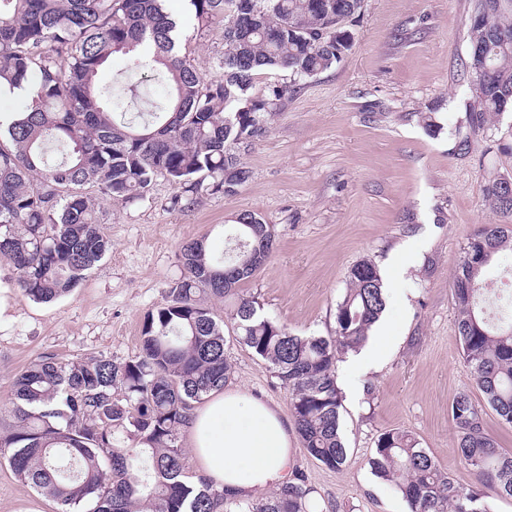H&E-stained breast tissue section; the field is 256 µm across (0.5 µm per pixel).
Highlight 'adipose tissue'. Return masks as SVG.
I'll list each match as a JSON object with an SVG mask.
<instances>
[{
	"instance_id": "adipose-tissue-1",
	"label": "adipose tissue",
	"mask_w": 512,
	"mask_h": 512,
	"mask_svg": "<svg viewBox=\"0 0 512 512\" xmlns=\"http://www.w3.org/2000/svg\"><path fill=\"white\" fill-rule=\"evenodd\" d=\"M196 471L231 496L251 499L282 485L293 428L275 405L241 390L205 396L187 429Z\"/></svg>"
}]
</instances>
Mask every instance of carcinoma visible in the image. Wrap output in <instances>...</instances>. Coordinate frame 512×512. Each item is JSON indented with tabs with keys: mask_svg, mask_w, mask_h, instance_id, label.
<instances>
[{
	"mask_svg": "<svg viewBox=\"0 0 512 512\" xmlns=\"http://www.w3.org/2000/svg\"><path fill=\"white\" fill-rule=\"evenodd\" d=\"M166 2L0 0V99L34 91L21 118L0 132V260L37 302L70 293L110 252L99 200L142 199L158 175L185 193H237L252 175L240 151L264 136L287 92L275 85L256 94V77L278 70L307 78L336 67L353 45L346 23L362 8V0H186L198 26L224 19L220 72L207 79L182 54ZM474 44L484 55L467 63L477 99L468 124L477 135L512 112V0H476ZM119 52L129 72L155 73L167 88L141 123L97 84ZM483 197L512 216L493 183ZM275 244L270 225L243 213L224 256L210 257L203 239L182 246L181 275L167 303L145 317L136 356L118 365L104 356L45 357L20 371L13 424L0 433L15 474L60 512H82L88 503L92 512H311L301 476L251 501L192 480L185 467L182 438L195 404L223 389L232 372L224 319L210 298L228 302L237 343L267 361L288 391L307 454L331 469L347 462L336 367L384 311L382 280L372 262L356 264L336 304L334 335L292 334L240 288ZM509 244L512 224L482 225L457 263L453 292L463 357L486 404L512 428V321L490 318L484 285L485 269ZM449 413L459 457L482 492L456 483L403 429L378 437L371 469L411 512H489L487 498L512 497V454L485 431L468 393L455 395Z\"/></svg>",
	"mask_w": 512,
	"mask_h": 512,
	"instance_id": "carcinoma-1",
	"label": "carcinoma"
}]
</instances>
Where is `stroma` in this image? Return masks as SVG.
<instances>
[{
    "label": "stroma",
    "mask_w": 512,
    "mask_h": 512,
    "mask_svg": "<svg viewBox=\"0 0 512 512\" xmlns=\"http://www.w3.org/2000/svg\"><path fill=\"white\" fill-rule=\"evenodd\" d=\"M170 8L185 22L190 62L210 76L224 54L223 20L200 30L186 22L185 0ZM473 9L474 0H364L350 25L353 46L335 68L297 81L283 71L257 80L259 93L291 90L265 136L242 152L252 177L238 193L202 191L178 205V188L160 176L146 198L101 200L98 222L112 249L64 299L32 301L0 261V293L9 298L0 315V431L13 422V379L30 362L102 355L119 364L137 355L145 315L166 303L181 274L182 245L203 237L221 256L225 226L249 211L273 227L276 249L245 289L288 331L332 335L336 304L361 260L372 261L388 287L380 321L390 341L380 361L354 374L337 364L346 465L326 467L297 438L289 475L305 477L320 512H409L369 465L378 436L400 428L457 483L478 489L457 452L452 398L469 393L486 432L509 453L512 428L486 407L462 357L452 277L474 230L507 221L485 204L483 187L512 177V112L460 149L455 128L473 100L464 67ZM124 62L114 55L100 83L134 90L129 105L139 112L158 83L124 75ZM227 357L226 388L289 412V394L265 360L235 342ZM0 512H58V505L0 455Z\"/></svg>",
    "instance_id": "stroma-1"
}]
</instances>
